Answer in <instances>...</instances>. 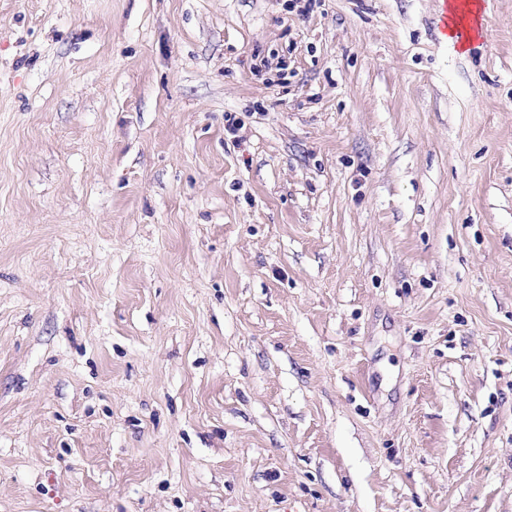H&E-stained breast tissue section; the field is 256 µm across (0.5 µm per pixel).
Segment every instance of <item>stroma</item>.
<instances>
[{"instance_id":"stroma-1","label":"stroma","mask_w":512,"mask_h":512,"mask_svg":"<svg viewBox=\"0 0 512 512\" xmlns=\"http://www.w3.org/2000/svg\"><path fill=\"white\" fill-rule=\"evenodd\" d=\"M481 3L0 0V512H512Z\"/></svg>"}]
</instances>
